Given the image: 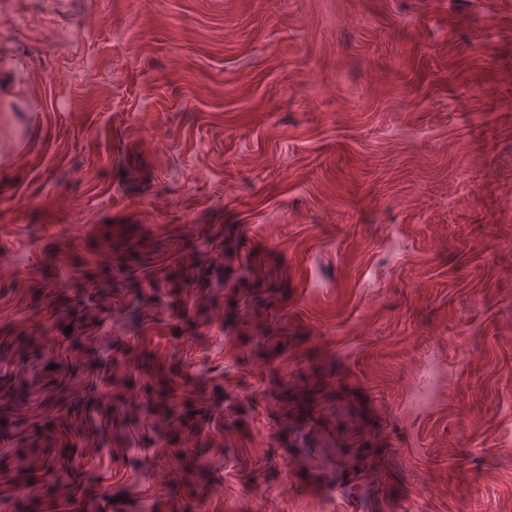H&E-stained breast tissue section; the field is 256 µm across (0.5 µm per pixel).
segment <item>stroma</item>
Segmentation results:
<instances>
[{"label": "stroma", "mask_w": 512, "mask_h": 512, "mask_svg": "<svg viewBox=\"0 0 512 512\" xmlns=\"http://www.w3.org/2000/svg\"><path fill=\"white\" fill-rule=\"evenodd\" d=\"M2 72L0 512L512 503V0H0Z\"/></svg>", "instance_id": "1"}]
</instances>
